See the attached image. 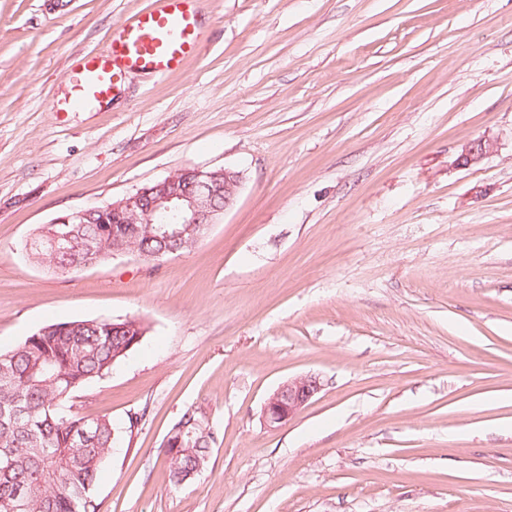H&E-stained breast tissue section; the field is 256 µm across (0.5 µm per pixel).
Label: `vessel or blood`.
Instances as JSON below:
<instances>
[{
	"instance_id": "obj_1",
	"label": "vessel or blood",
	"mask_w": 512,
	"mask_h": 512,
	"mask_svg": "<svg viewBox=\"0 0 512 512\" xmlns=\"http://www.w3.org/2000/svg\"><path fill=\"white\" fill-rule=\"evenodd\" d=\"M197 0H153V6L115 26L104 53H87L65 74L70 92L57 103L71 112L105 103L126 73L146 70L162 77L200 49L204 23Z\"/></svg>"
}]
</instances>
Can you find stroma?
I'll return each instance as SVG.
<instances>
[{"mask_svg": "<svg viewBox=\"0 0 512 512\" xmlns=\"http://www.w3.org/2000/svg\"><path fill=\"white\" fill-rule=\"evenodd\" d=\"M151 3L0 0V350L55 322L147 328L73 398L141 416L99 512H512V0H199V54L56 114L79 54ZM224 167L242 186L192 251L23 256L66 211ZM194 407L218 435L175 488L161 443ZM319 378L306 375L289 380L267 399L262 418L269 427L291 420L321 390Z\"/></svg>", "mask_w": 512, "mask_h": 512, "instance_id": "1", "label": "stroma"}]
</instances>
